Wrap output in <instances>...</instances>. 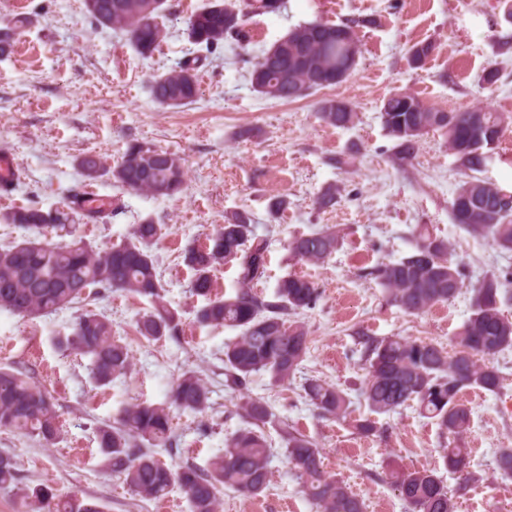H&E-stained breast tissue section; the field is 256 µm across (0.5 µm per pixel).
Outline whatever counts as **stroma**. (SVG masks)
<instances>
[{"label":"stroma","mask_w":512,"mask_h":512,"mask_svg":"<svg viewBox=\"0 0 512 512\" xmlns=\"http://www.w3.org/2000/svg\"><path fill=\"white\" fill-rule=\"evenodd\" d=\"M207 2L167 0V35L145 58L124 33L91 25L82 0H0V24L26 21L12 53L0 56V154L11 155L17 171L14 190L0 197V213L33 203L66 209L71 189L82 180L80 158L96 154L115 165L130 141L177 153L187 171L184 191L168 199L99 178L91 185L95 196L118 200L122 209L103 222L78 226L97 247L124 240L133 224L147 218L168 226L156 253L163 300L182 317L179 340L150 344L138 336L135 322L151 304L119 291L50 316L0 311V366L30 369L63 424L60 440L50 447L0 430V452L13 457L18 480L0 489V512H25L18 488L42 483L56 494L92 500L103 512H190L180 487L148 500L106 470L97 429L129 404L167 401L187 370L208 383L211 406L197 414L173 411L177 445L158 449L157 457L170 466L190 460L206 467L241 428L238 396L224 388V344L237 332L198 326L195 312L204 300L192 295L193 274L182 258L187 244L205 243L241 209L250 211L257 234L270 241L255 292L272 297L278 280L292 272L313 281L320 298L298 316L310 344L293 378L277 387L260 373L249 384L250 395L264 399L276 419L266 427L273 450L270 485L257 497L225 489L222 512H316L285 457L284 422L316 440L325 470L359 495L365 512H408L387 478L393 463L436 470L455 492L457 512H512V481L494 475L497 449L512 446V350L497 360L504 377L498 394L472 388L461 394L472 410L461 444L470 450L477 477L467 490L444 466L436 425L415 406L377 415L379 435L365 437L353 428L354 420L369 414L361 396L367 368L360 337L396 335L454 350L455 334L470 314L472 285L491 273L512 272V253L453 223L449 205L463 169L443 138L425 135L412 162L398 165L379 115L384 99L401 92L449 112L481 105L512 113V0H284L280 13L250 16L246 45L228 42L210 55L199 70L201 94L194 103L158 106L148 83L197 54L184 34L185 21ZM316 20L356 21L361 55L351 77L293 102L254 91L251 60L289 29ZM422 42L432 43L433 53L424 67L410 68L407 51ZM491 70L498 79L489 86L483 77ZM326 99L347 101L358 115L355 124L343 129L321 122L317 110ZM246 128L253 137H241ZM479 176L512 191V127ZM330 185L339 190L335 206L316 208L314 198ZM276 195L287 196L288 207L273 221L267 205ZM418 224L447 239L465 286L447 304L409 315L386 304L373 271L412 252ZM328 225L341 229L344 241L327 261L291 257L287 241ZM88 308L111 319L113 332L134 355L132 372L108 386L93 383L87 358L56 344ZM309 378L347 394L348 419L320 417L308 405L302 385Z\"/></svg>","instance_id":"35a3bbf8"}]
</instances>
